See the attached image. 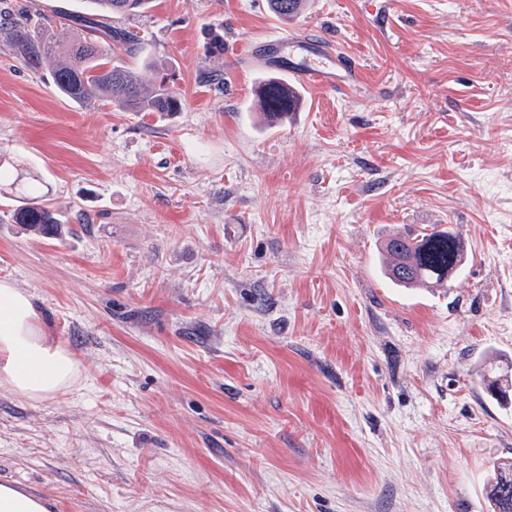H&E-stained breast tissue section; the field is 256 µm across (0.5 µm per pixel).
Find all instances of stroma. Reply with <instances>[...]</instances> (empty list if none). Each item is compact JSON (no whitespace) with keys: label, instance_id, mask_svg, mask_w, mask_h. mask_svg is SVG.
<instances>
[{"label":"stroma","instance_id":"35a3bbf8","mask_svg":"<svg viewBox=\"0 0 512 512\" xmlns=\"http://www.w3.org/2000/svg\"><path fill=\"white\" fill-rule=\"evenodd\" d=\"M83 0H0L55 18ZM178 112L76 105L0 44V279L78 362L64 393L0 387V481L53 512H492L512 460V0H151L113 17ZM321 32L349 90L270 124L252 38ZM69 221L11 218L24 186ZM451 229L443 288L381 244ZM494 474L485 493L494 512H512V464L501 462L493 467Z\"/></svg>","mask_w":512,"mask_h":512}]
</instances>
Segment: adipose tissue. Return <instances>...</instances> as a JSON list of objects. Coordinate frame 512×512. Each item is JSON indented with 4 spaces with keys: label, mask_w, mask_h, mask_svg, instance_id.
I'll return each instance as SVG.
<instances>
[{
    "label": "adipose tissue",
    "mask_w": 512,
    "mask_h": 512,
    "mask_svg": "<svg viewBox=\"0 0 512 512\" xmlns=\"http://www.w3.org/2000/svg\"><path fill=\"white\" fill-rule=\"evenodd\" d=\"M77 373L72 353L44 335L32 296L0 280V387L44 400L66 391Z\"/></svg>",
    "instance_id": "adipose-tissue-1"
}]
</instances>
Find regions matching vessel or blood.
<instances>
[{
    "instance_id": "vessel-or-blood-1",
    "label": "vessel or blood",
    "mask_w": 512,
    "mask_h": 512,
    "mask_svg": "<svg viewBox=\"0 0 512 512\" xmlns=\"http://www.w3.org/2000/svg\"><path fill=\"white\" fill-rule=\"evenodd\" d=\"M241 52L307 87H335L337 70L353 76L358 68L354 58L337 54L334 41L315 36L266 35L247 42Z\"/></svg>"
}]
</instances>
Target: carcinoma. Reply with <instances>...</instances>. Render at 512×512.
Here are the masks:
<instances>
[{
	"label": "carcinoma",
	"instance_id": "1",
	"mask_svg": "<svg viewBox=\"0 0 512 512\" xmlns=\"http://www.w3.org/2000/svg\"><path fill=\"white\" fill-rule=\"evenodd\" d=\"M89 11L65 13L64 23L49 32L51 23L0 22V39L5 40L25 63L40 65L53 58L54 86L64 99L83 104L93 98L106 99L129 112H177L178 93L162 81L146 85L137 79L121 55L133 57L140 49L137 32L112 27L115 16L144 12L150 0H87ZM306 0H268L270 10L283 19L298 16ZM283 80L269 79L261 84L264 118L273 123L298 108L299 95H288ZM29 199L13 213L14 223L43 237L58 234L62 215L38 195V188L27 189ZM387 271L396 282L407 287H436L448 282V273L459 270L461 244L446 229L425 227L413 232H398L383 243ZM485 493L494 512H512V464L501 462Z\"/></svg>",
	"mask_w": 512,
	"mask_h": 512
}]
</instances>
